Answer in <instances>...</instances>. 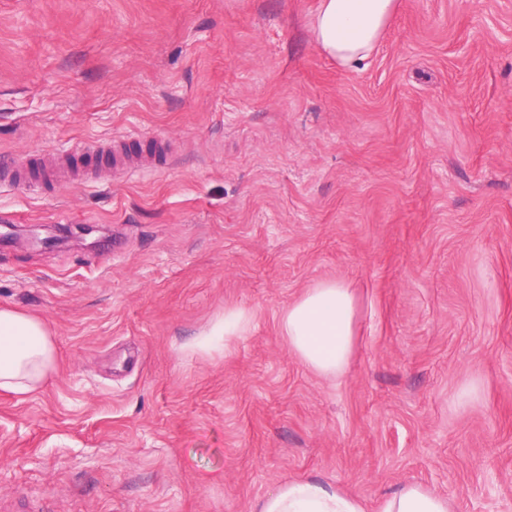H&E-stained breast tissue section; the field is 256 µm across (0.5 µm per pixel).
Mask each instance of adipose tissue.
Wrapping results in <instances>:
<instances>
[{"instance_id":"adipose-tissue-1","label":"adipose tissue","mask_w":512,"mask_h":512,"mask_svg":"<svg viewBox=\"0 0 512 512\" xmlns=\"http://www.w3.org/2000/svg\"><path fill=\"white\" fill-rule=\"evenodd\" d=\"M396 0H320L311 26L316 46L345 68L366 60L375 49ZM252 323L242 308L225 310L188 349L212 353L241 338ZM289 350L325 378L346 369L357 336L356 298L351 288L324 281L288 304L279 318ZM56 347L42 321L0 308V390L24 396L42 386L54 370ZM253 512H364L357 497L318 477L289 480L258 498ZM379 512H451L446 497L419 484H403L385 494Z\"/></svg>"}]
</instances>
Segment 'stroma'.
<instances>
[{"instance_id":"1","label":"stroma","mask_w":512,"mask_h":512,"mask_svg":"<svg viewBox=\"0 0 512 512\" xmlns=\"http://www.w3.org/2000/svg\"><path fill=\"white\" fill-rule=\"evenodd\" d=\"M318 7L0 0V157L136 151L0 181V307L58 352L0 392V512H251L308 476L365 512L404 483L512 512V0H399L350 70ZM329 280L360 328L333 380L278 327ZM236 307L245 336L186 350Z\"/></svg>"}]
</instances>
